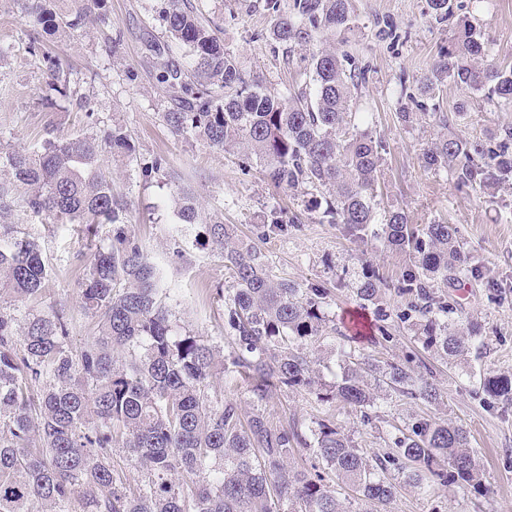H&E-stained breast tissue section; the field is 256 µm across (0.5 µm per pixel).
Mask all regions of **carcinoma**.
Returning a JSON list of instances; mask_svg holds the SVG:
<instances>
[{"label": "carcinoma", "mask_w": 512, "mask_h": 512, "mask_svg": "<svg viewBox=\"0 0 512 512\" xmlns=\"http://www.w3.org/2000/svg\"><path fill=\"white\" fill-rule=\"evenodd\" d=\"M24 16L43 32H77L91 17L109 23L103 0H74L56 12L48 0H19ZM276 21L271 39L290 50L305 47L303 82L288 94L272 92L244 72L236 54L209 22L184 0H170L162 20L168 37L185 48L190 71L166 60L158 46V81L179 89L185 105L162 113L168 129L226 150H247L276 188L305 193V208L321 224H339L355 241L379 239L405 255L397 278L357 256L352 291L374 306L381 339L390 313L383 297L405 299L397 314L412 322L422 348L448 364L483 346L470 316H453L438 288L465 278L482 279L470 264L456 225L414 224L399 208L376 210L382 194L381 162L387 141L367 128L353 96L364 70L347 54L321 46L324 35L350 30V0H266ZM490 40L464 18L438 51L432 76L398 109L403 127L425 119L444 129L422 149L424 167L444 173L456 187L497 199L512 181V126L470 138L452 130L475 107L469 100L441 111L440 87L448 81L479 95V102L512 110V64L484 63ZM27 59L48 72L53 90L93 118V96L70 86L67 61L30 39ZM35 155L0 151V512H386L396 493L385 474L405 484L483 491V471L462 425L416 414L391 425L395 448L368 456L337 426L333 414L313 421L306 436L294 421L283 426L261 405L280 390H302L322 406L341 404L368 419V410L393 399L441 401L430 366L408 359L370 361L352 348L357 332L342 334L340 374L323 383L307 352L330 322L327 289L274 275L258 241L241 237L221 220L204 222L193 197L173 191L180 224H205V240L224 256L233 287L224 295L230 350L206 336L180 333L166 306L162 270L128 228L129 204L114 188L105 154L129 157L130 135L119 124L99 136L68 140L44 127ZM169 174L160 154L143 163L150 178ZM43 215L53 224L111 226L80 286L81 308L97 331L84 348L68 344L61 310L21 316L25 301L39 296L48 266L38 242L16 235L14 212ZM296 214L273 207L262 223L284 232ZM230 388L242 382L253 396L251 412L224 397L214 379ZM486 401L512 405V373L483 376ZM296 448L311 451V468L290 464ZM119 449L141 474L130 480L114 461Z\"/></svg>", "instance_id": "1"}]
</instances>
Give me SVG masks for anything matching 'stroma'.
I'll list each match as a JSON object with an SVG mask.
<instances>
[{
	"label": "stroma",
	"mask_w": 512,
	"mask_h": 512,
	"mask_svg": "<svg viewBox=\"0 0 512 512\" xmlns=\"http://www.w3.org/2000/svg\"><path fill=\"white\" fill-rule=\"evenodd\" d=\"M189 3L215 25L247 74L277 92L298 79L299 64L288 63L283 47L270 39L274 16L266 10L265 0ZM104 5L112 21L110 29L91 25L51 38L53 52L72 62L80 90L95 98L96 114L89 120L65 100H58L53 108L43 103L47 74L24 61L32 30L13 0H0V44L14 46L13 55L0 60V72L10 81L9 91H0V148L33 150L49 124L61 137L99 134L114 124L125 127L136 152L112 161L111 167L117 188L131 203L130 229L165 270L173 321L217 343L226 334L224 300L217 291L231 286L230 274L220 254L205 241L203 225L178 226L167 177H143L141 162L165 155L182 185L194 192L202 215H221L225 223L237 225L253 238L263 230L260 219L267 209L280 206L298 214L297 226L264 241L262 249L277 275L331 289L329 318L337 332L322 339L319 355L322 380L333 382L339 370L338 332L357 312L366 323L374 321L372 311H359L343 268H356V256L363 253L393 278L404 265L402 257L374 240H350L339 225L317 223L314 214L305 212L302 195L274 188L260 165L242 171L239 154L172 135L161 114L174 107L178 95L158 82L152 51L154 44L168 40L162 21L167 0H104ZM450 7L448 19L438 22L430 17L427 0H352L351 30L331 41L332 47L348 52L366 68L356 106L371 112L374 128L389 145L382 163L385 185L379 210L404 209L416 224L457 225L472 264L483 272L480 281L440 289L450 305L480 322L483 348L457 366L431 355L426 361L442 393L443 402L435 413L469 430L471 446L483 466L484 491L477 495L440 487L425 493L405 485L401 474L392 470L388 477L397 490L388 510L512 512V406L487 407L478 392L483 373L512 372V190L500 192L491 203L426 170L421 152L426 140L436 136V127L404 128L395 117L401 88L416 92L419 79L430 74L440 46L447 44L459 19L469 18L492 38V63L512 62V0H450ZM404 74L409 81L403 86L399 78ZM19 220L21 229L37 238L49 265L41 296L27 302L26 310L33 314L51 306L64 310L70 319V344L82 348L94 325L80 307L79 285L96 246L106 244L109 227L102 224L91 231L82 224H48L25 214ZM388 330V341L380 344L362 338L366 356L383 360L422 353L410 323L396 320ZM264 409L274 422L284 425L295 419L311 423L322 412L314 397L291 390L273 396ZM419 411V405L403 401L385 419L373 417L364 423L344 410L337 421L358 447L381 454L391 446L390 424Z\"/></svg>",
	"instance_id": "obj_1"
}]
</instances>
